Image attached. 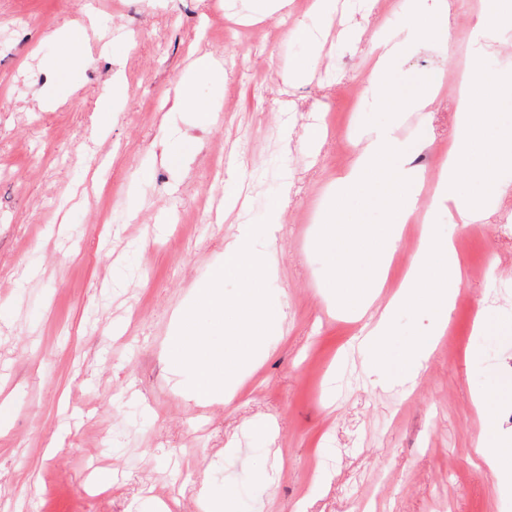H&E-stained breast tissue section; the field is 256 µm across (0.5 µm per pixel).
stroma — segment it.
Listing matches in <instances>:
<instances>
[{
  "label": "stroma",
  "mask_w": 512,
  "mask_h": 512,
  "mask_svg": "<svg viewBox=\"0 0 512 512\" xmlns=\"http://www.w3.org/2000/svg\"><path fill=\"white\" fill-rule=\"evenodd\" d=\"M309 2L257 21L252 0H0V512H143L149 501L202 512L205 477L232 487L237 512H512V463L495 482L474 451L512 436V235L500 228L512 171L506 201L476 228L439 218L464 282L417 383L372 384L349 346L358 323L325 298L315 243L325 189L360 143L308 131L323 117L359 132L389 121L369 96L353 112L337 84L368 82L376 30L405 16L395 2L375 14L336 0L326 29ZM457 2L452 43L405 51L396 92L431 71L465 73L477 14ZM299 25L303 39L289 40ZM63 28L74 55L62 67ZM312 51V74L289 82ZM203 53L224 66L223 89L203 74L192 84L212 114L204 124L181 104ZM454 122L445 94L429 122L406 113L397 134L424 137L413 158L427 170ZM186 132L190 151L166 156ZM236 178L247 206L230 210ZM275 204L270 294L285 303L283 333L231 402H196L167 362L174 314L222 264L237 224ZM432 325L424 307L395 313L391 373ZM228 447L238 457L225 459ZM102 475L115 487L101 494Z\"/></svg>",
  "instance_id": "stroma-1"
}]
</instances>
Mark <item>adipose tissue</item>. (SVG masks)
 <instances>
[{
  "mask_svg": "<svg viewBox=\"0 0 512 512\" xmlns=\"http://www.w3.org/2000/svg\"><path fill=\"white\" fill-rule=\"evenodd\" d=\"M454 8L453 0H410L405 13L406 35L380 26L372 41L376 60L370 84L375 107L390 113L391 120L362 135L357 157L331 185L315 238L318 246L340 254L326 282L328 301L356 321H364L370 311L378 313L372 323L364 321V330L358 336L374 372L381 374L386 369L393 313L422 303L428 305L433 329L429 336L417 338L407 350L401 377L405 383L415 381L436 345L447 335L448 310L461 283L454 243L439 240L437 218L444 212L449 223L465 227L482 220L488 204L506 193L500 170L512 166V124H501L487 98L492 90L502 95L512 92V74L490 64L494 34L512 30V0H480L473 31L475 48L469 59L468 76L457 97L448 157L437 174L430 206L423 210L418 207L417 191L423 185L424 173L409 165L407 146L396 130L404 113L431 112L443 76L433 73L424 79L419 94L402 99L393 91L395 65L410 45L451 42L449 19ZM351 195L370 198L385 213V224L373 230L349 223L342 202ZM416 221L421 224L417 254L382 310H375L389 260L406 225ZM370 237L376 242L371 258L373 273L361 279L356 275L354 259L361 253V243ZM339 241L344 242V250L336 249Z\"/></svg>",
  "mask_w": 512,
  "mask_h": 512,
  "instance_id": "obj_1",
  "label": "adipose tissue"
}]
</instances>
